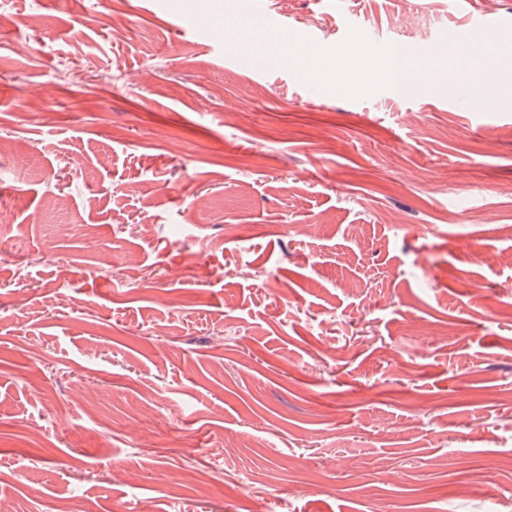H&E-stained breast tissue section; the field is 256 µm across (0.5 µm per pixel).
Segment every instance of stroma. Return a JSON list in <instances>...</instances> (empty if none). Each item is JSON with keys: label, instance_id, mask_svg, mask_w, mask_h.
<instances>
[{"label": "stroma", "instance_id": "stroma-1", "mask_svg": "<svg viewBox=\"0 0 512 512\" xmlns=\"http://www.w3.org/2000/svg\"><path fill=\"white\" fill-rule=\"evenodd\" d=\"M331 48L512 0H194ZM180 0H0L8 512H491L512 459V104L352 98Z\"/></svg>", "mask_w": 512, "mask_h": 512}]
</instances>
